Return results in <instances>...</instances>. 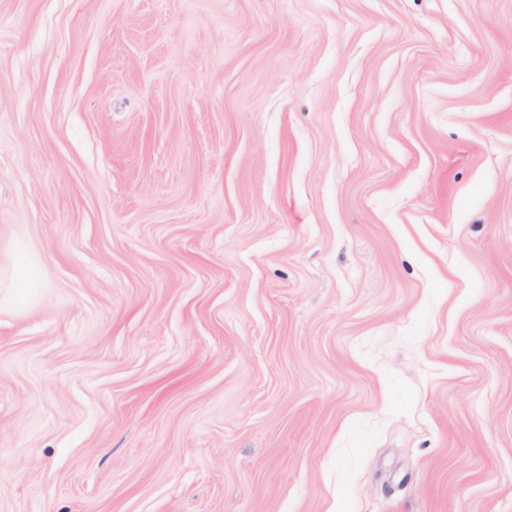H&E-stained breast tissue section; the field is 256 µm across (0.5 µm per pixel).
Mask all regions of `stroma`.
<instances>
[{
  "label": "stroma",
  "mask_w": 512,
  "mask_h": 512,
  "mask_svg": "<svg viewBox=\"0 0 512 512\" xmlns=\"http://www.w3.org/2000/svg\"><path fill=\"white\" fill-rule=\"evenodd\" d=\"M0 512H512V0H0ZM16 270L14 271V277L11 285L6 288H11L8 294L2 296V290H0V309L3 306H19L24 304L29 300L28 291L32 290V288H37L39 283L38 272L31 264H28V261L25 257L24 248H20L17 251L15 257V266ZM20 270L22 274L20 275ZM24 288L23 292L20 293L21 289Z\"/></svg>",
  "instance_id": "35a3bbf8"
}]
</instances>
